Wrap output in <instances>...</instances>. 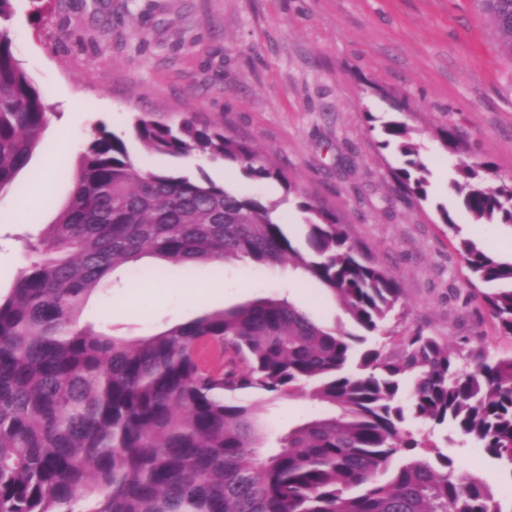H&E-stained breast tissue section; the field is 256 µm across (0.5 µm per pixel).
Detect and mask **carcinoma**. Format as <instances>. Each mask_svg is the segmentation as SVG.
Returning a JSON list of instances; mask_svg holds the SVG:
<instances>
[{
	"mask_svg": "<svg viewBox=\"0 0 512 512\" xmlns=\"http://www.w3.org/2000/svg\"><path fill=\"white\" fill-rule=\"evenodd\" d=\"M0 0V195L30 162L48 106L20 66ZM500 54L512 60V0H475ZM151 153L203 157L298 196L305 249L274 218L280 202L213 181L140 167L100 128L74 188L47 231L24 239L31 260L0 298V512H504L488 484L450 457L417 452L404 428L450 423L474 448L512 468V355L451 350L418 329L370 341L404 316L395 276L352 241L336 213L300 192L251 142L222 123L135 121ZM383 149L403 166L398 187L428 199L429 170L403 123ZM451 188L476 224H512V183L462 150ZM500 333L512 336V261L459 241ZM150 256L158 264L139 262ZM288 263L337 299L357 331L326 325L271 294L150 336L124 339L80 323L88 298L117 270L166 279L173 267ZM307 392L325 411L259 454L261 402Z\"/></svg>",
	"mask_w": 512,
	"mask_h": 512,
	"instance_id": "1",
	"label": "carcinoma"
}]
</instances>
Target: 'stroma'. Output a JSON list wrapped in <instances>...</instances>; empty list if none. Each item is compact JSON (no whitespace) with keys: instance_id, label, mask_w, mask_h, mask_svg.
Masks as SVG:
<instances>
[{"instance_id":"stroma-1","label":"stroma","mask_w":512,"mask_h":512,"mask_svg":"<svg viewBox=\"0 0 512 512\" xmlns=\"http://www.w3.org/2000/svg\"><path fill=\"white\" fill-rule=\"evenodd\" d=\"M29 11L20 0L11 22L16 57L50 115L40 148L17 176L20 194L0 197L1 296L28 263L23 238L54 221L81 152L102 127L142 167L280 201L287 233L302 244V215L279 183L254 184L220 161L151 154L132 132L144 113L175 122L193 112L264 151L396 276L406 317L390 321V330L421 328L494 357L512 352V337L470 296L457 253L464 237L511 261L512 227L472 222L450 187L456 158L436 137L439 128L456 130L498 178L512 181V61L499 55L494 30L472 0H51L42 16ZM395 100L407 110L392 108ZM390 121L406 122L422 145L427 200L399 193L392 182L390 170L402 159L377 147ZM443 207L459 235L442 224ZM275 293L320 322L345 318L291 266L240 262L174 269L149 285L122 280L92 295L83 319L134 338ZM319 410L305 395L264 402L258 425L267 447ZM413 431L478 473L498 499L512 497V475L488 456L473 459L453 428L417 424Z\"/></svg>"}]
</instances>
